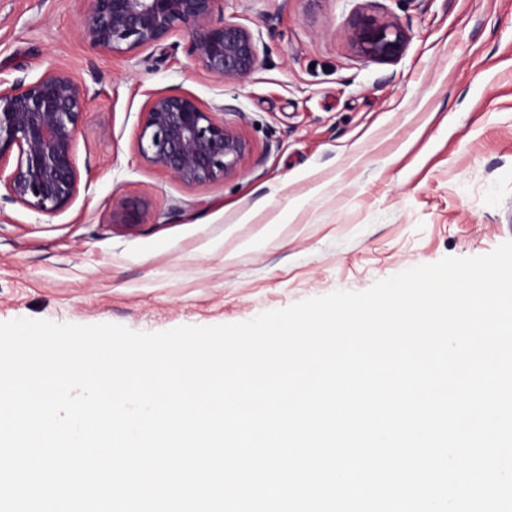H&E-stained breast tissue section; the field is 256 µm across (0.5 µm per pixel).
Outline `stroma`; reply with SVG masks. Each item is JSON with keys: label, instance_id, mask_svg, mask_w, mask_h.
Returning a JSON list of instances; mask_svg holds the SVG:
<instances>
[{"label": "stroma", "instance_id": "stroma-1", "mask_svg": "<svg viewBox=\"0 0 512 512\" xmlns=\"http://www.w3.org/2000/svg\"><path fill=\"white\" fill-rule=\"evenodd\" d=\"M85 9L0 0V80L63 65L89 96L68 208L30 210L0 183V322L234 324L512 240V0H224L259 56L236 83L202 70L181 33L97 53ZM361 11L407 29L401 59L354 52ZM164 93L237 129L246 151L223 180L187 185L141 158ZM122 199L145 204L135 227L112 221Z\"/></svg>", "mask_w": 512, "mask_h": 512}]
</instances>
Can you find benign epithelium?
I'll use <instances>...</instances> for the list:
<instances>
[{
	"label": "benign epithelium",
	"mask_w": 512,
	"mask_h": 512,
	"mask_svg": "<svg viewBox=\"0 0 512 512\" xmlns=\"http://www.w3.org/2000/svg\"><path fill=\"white\" fill-rule=\"evenodd\" d=\"M82 37L101 54L148 49L184 32L190 54L208 74L229 83L258 66L251 31L219 21L224 0H87ZM349 39L370 62L399 60L409 35L396 20L360 13ZM89 97L70 69L56 66L38 79L0 81V175L9 199L27 208L56 213L78 192L75 146ZM246 149L237 130L188 94L153 97L144 112L138 151L151 166L188 184L215 182L234 171ZM124 201L112 220L133 226L142 209Z\"/></svg>",
	"instance_id": "1"
}]
</instances>
